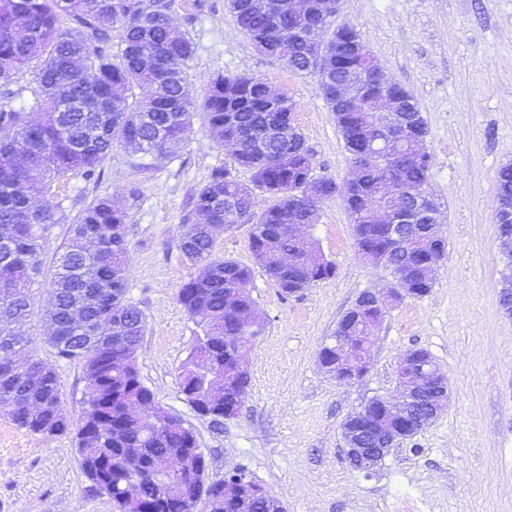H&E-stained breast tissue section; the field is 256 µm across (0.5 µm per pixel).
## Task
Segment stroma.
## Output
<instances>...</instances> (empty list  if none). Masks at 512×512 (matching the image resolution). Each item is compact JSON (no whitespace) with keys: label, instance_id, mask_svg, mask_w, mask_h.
Listing matches in <instances>:
<instances>
[{"label":"stroma","instance_id":"stroma-1","mask_svg":"<svg viewBox=\"0 0 512 512\" xmlns=\"http://www.w3.org/2000/svg\"><path fill=\"white\" fill-rule=\"evenodd\" d=\"M173 21L195 42L186 75L196 91L224 71L288 93L316 173L340 184L351 178L350 155L316 77L259 53L225 0H176ZM335 22L355 27L416 100L446 241L430 292L387 309L362 380L337 382L319 352L356 299L393 278L359 253L340 199L321 205L309 229L334 276L290 297L253 255L247 227L218 231L215 256L251 269L245 289L264 318L261 337L243 350L247 394L218 428L186 404L180 389L181 366L202 329L178 301L183 283L198 273L179 243L183 225L196 219L195 192L228 164L226 154L197 122L162 156L115 147L98 185L61 179L48 202L63 203L73 216L97 196L125 208L126 300L146 323L140 377L159 406L195 430L210 479L242 470L286 512H512V310L500 303L495 224L497 174L512 164V0H342ZM47 288L44 278L32 285L23 331L33 338L31 353L56 369L76 418L86 398L82 369L57 360L43 341ZM413 349L426 350L447 374L448 404L371 474L358 473L347 460L341 424L370 397L397 394L398 363ZM0 512L113 506L90 492L73 434L46 438L0 416Z\"/></svg>","mask_w":512,"mask_h":512}]
</instances>
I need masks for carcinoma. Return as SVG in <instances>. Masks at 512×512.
<instances>
[{"instance_id": "carcinoma-1", "label": "carcinoma", "mask_w": 512, "mask_h": 512, "mask_svg": "<svg viewBox=\"0 0 512 512\" xmlns=\"http://www.w3.org/2000/svg\"><path fill=\"white\" fill-rule=\"evenodd\" d=\"M308 4L284 0L278 12L262 14L250 0H226L260 53L285 58L295 72L313 76L314 56L298 39L310 28ZM174 6L175 0H0V76L6 78L0 86V158L18 160L13 167L0 165V229L14 243L10 250L0 245V416L43 436L75 431L82 473L91 490L112 501L115 512H174L157 482L147 477L149 464L156 457L171 458L167 481L169 491L178 493L189 479L185 449L196 438L182 421L161 437L150 435L161 416L137 365L145 319L125 299L127 212L108 198H97L71 219L60 204H38L53 182L74 176L98 183L117 145L163 155L202 115L217 148L250 174L249 182L242 183L227 168L214 170L195 193V212L205 222L195 225L190 237H180L184 257L203 269L182 285L179 302L191 317L203 313L197 345L210 348L222 371L228 360L224 348H235L246 335L234 315L254 305L238 291L250 269L213 254L212 226L243 225L229 212L228 199H235L249 222L259 226L258 232H249L253 253L288 252V267L267 268L277 285L293 279L294 270L310 283L335 273L329 262L310 265L288 237V226L300 223L304 211L288 202L284 191L303 194L314 180L333 182L314 174L305 141L278 132L296 111V101L285 92L271 97L263 80L247 74L218 73L197 96L185 70L195 43L173 22ZM28 70L29 85L12 87L11 77ZM372 117L371 111L353 112L345 124L336 116L350 158L363 149ZM407 150L404 175L427 181L426 142H412ZM257 191L271 199L260 213L255 211ZM365 194L388 205L393 188L377 170L365 175ZM501 198L512 201L511 164L498 172L496 199ZM67 222L69 242L55 259L43 318L50 329L45 343L57 358L82 368L86 408L75 428L56 370L39 359L23 358L32 339L19 332L31 315L28 289L44 273L49 232ZM428 229L419 224L405 243L382 248L383 267L410 268L418 287L427 290L433 286L423 266ZM114 320L120 329L112 338L91 340L95 327H110ZM33 368L48 374L34 383ZM180 386L183 393L200 387L192 358Z\"/></svg>"}]
</instances>
